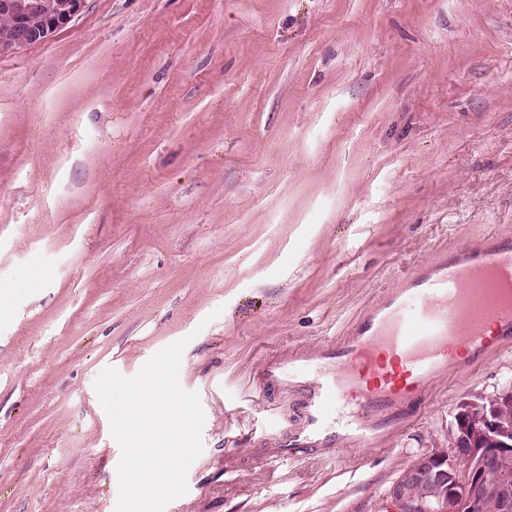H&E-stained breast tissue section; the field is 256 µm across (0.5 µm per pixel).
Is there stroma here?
I'll return each instance as SVG.
<instances>
[{"instance_id": "35a3bbf8", "label": "stroma", "mask_w": 512, "mask_h": 512, "mask_svg": "<svg viewBox=\"0 0 512 512\" xmlns=\"http://www.w3.org/2000/svg\"><path fill=\"white\" fill-rule=\"evenodd\" d=\"M488 232L512 233V0H86L0 56V512H117L96 380L180 341L203 449L165 512H391L512 350L335 459L257 456L296 405L250 378Z\"/></svg>"}]
</instances>
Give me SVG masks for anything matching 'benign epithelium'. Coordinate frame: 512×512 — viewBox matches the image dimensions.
Listing matches in <instances>:
<instances>
[{
	"instance_id": "1",
	"label": "benign epithelium",
	"mask_w": 512,
	"mask_h": 512,
	"mask_svg": "<svg viewBox=\"0 0 512 512\" xmlns=\"http://www.w3.org/2000/svg\"><path fill=\"white\" fill-rule=\"evenodd\" d=\"M86 0H0V18L11 19L0 32V55L15 54L49 41L83 10ZM449 449L423 456L403 472L391 491L393 512H512V429L492 408L475 399L459 403L448 435ZM428 482L432 498L415 496L413 487Z\"/></svg>"
}]
</instances>
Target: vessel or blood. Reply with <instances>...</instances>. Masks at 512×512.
<instances>
[{"instance_id": "vessel-or-blood-1", "label": "vessel or blood", "mask_w": 512, "mask_h": 512, "mask_svg": "<svg viewBox=\"0 0 512 512\" xmlns=\"http://www.w3.org/2000/svg\"><path fill=\"white\" fill-rule=\"evenodd\" d=\"M512 349V237L465 242L421 264L375 300L344 336L265 358L258 395L297 397V421L259 455L335 458L390 446L436 382Z\"/></svg>"}]
</instances>
